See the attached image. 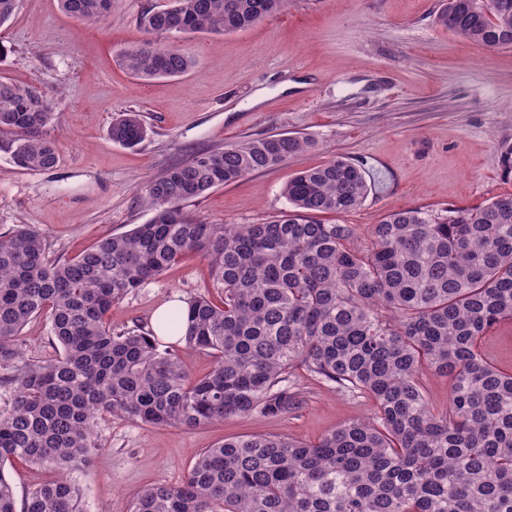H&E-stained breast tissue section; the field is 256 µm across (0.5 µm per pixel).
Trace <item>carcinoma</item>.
<instances>
[{
	"label": "carcinoma",
	"mask_w": 512,
	"mask_h": 512,
	"mask_svg": "<svg viewBox=\"0 0 512 512\" xmlns=\"http://www.w3.org/2000/svg\"><path fill=\"white\" fill-rule=\"evenodd\" d=\"M288 0H170L141 14L148 32L223 35L276 14ZM90 22L112 0H59ZM442 25L490 50L512 49V0H445ZM121 65L144 82L194 64L173 45L144 42ZM47 95L0 80V131L14 163L53 168ZM112 141L136 146L147 128L135 112L112 120ZM312 146L273 135L199 153L149 183L153 216L64 261L23 224L0 232V367L11 371L10 408L0 413V512H83L64 474L98 451L100 420L194 428L255 411L288 413L297 366L372 402L354 420L308 444L250 434L205 449L184 480L154 485L131 512H512V373L483 345L512 321V194L441 212L392 210L357 244L352 224L324 214L358 206L371 189L342 158L301 171L283 188L288 213L257 224H209L183 204L215 187L288 160ZM210 266L219 300L198 295L163 319L173 342L112 329V307L183 257ZM59 347L31 361L19 343L34 318ZM215 358L191 377L179 352ZM450 379L448 407H432L426 372ZM54 477L18 498L5 465Z\"/></svg>",
	"instance_id": "cac0c4a2"
}]
</instances>
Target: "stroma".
Instances as JSON below:
<instances>
[{
  "instance_id": "stroma-1",
  "label": "stroma",
  "mask_w": 512,
  "mask_h": 512,
  "mask_svg": "<svg viewBox=\"0 0 512 512\" xmlns=\"http://www.w3.org/2000/svg\"><path fill=\"white\" fill-rule=\"evenodd\" d=\"M166 3L115 0L95 25L64 13L58 0H18L0 26V79L39 85L52 98L42 135L56 143L60 162L21 169L0 135V232L33 225L50 258L74 257L147 222V185L172 163L279 133L315 145L212 189L186 211L215 224L263 222L287 210L289 178L339 156L375 182L359 207L334 217L363 239L394 209L468 208L512 194L497 153L512 145V49L460 39L437 20L442 0H290L240 32L148 34L139 15ZM148 39L179 46L194 66L176 78L136 80L118 53ZM128 111L148 128L133 148L109 135L113 117ZM212 289L206 261L186 256L129 294L112 325L150 330L159 307ZM293 381L301 403L280 417L255 413L193 429L102 421L100 452L72 475L84 512H131L137 493L180 482L224 436L313 443L373 412L365 397L304 369Z\"/></svg>"
}]
</instances>
